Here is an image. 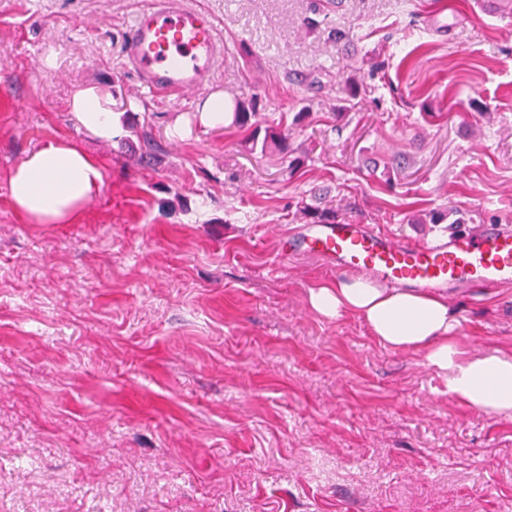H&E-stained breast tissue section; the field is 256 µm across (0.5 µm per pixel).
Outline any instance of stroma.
<instances>
[{"instance_id": "stroma-1", "label": "stroma", "mask_w": 512, "mask_h": 512, "mask_svg": "<svg viewBox=\"0 0 512 512\" xmlns=\"http://www.w3.org/2000/svg\"><path fill=\"white\" fill-rule=\"evenodd\" d=\"M483 2L188 0L226 47L214 91L285 119L293 171L200 125L203 94L140 87L117 36L144 0H0V512H512V417L312 311L323 261L275 266L302 200L415 242L447 233L432 209L512 226V0ZM380 61L390 88L336 119L337 82ZM91 85L121 137L70 112ZM56 137L103 190L83 223H25L8 173ZM449 301L462 349L512 350V285Z\"/></svg>"}]
</instances>
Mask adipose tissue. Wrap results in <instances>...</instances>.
Instances as JSON below:
<instances>
[{"instance_id":"adipose-tissue-1","label":"adipose tissue","mask_w":512,"mask_h":512,"mask_svg":"<svg viewBox=\"0 0 512 512\" xmlns=\"http://www.w3.org/2000/svg\"><path fill=\"white\" fill-rule=\"evenodd\" d=\"M78 123L101 141L122 128L111 93L90 86L74 93ZM101 161L65 139L28 154L8 173L14 211L30 224H77L104 185ZM310 308L329 318L361 317L384 346L423 353L428 366L447 373L448 392L465 404L512 416V352H467L459 347L457 319L446 292L393 288L370 275L350 272L320 282L308 295Z\"/></svg>"}]
</instances>
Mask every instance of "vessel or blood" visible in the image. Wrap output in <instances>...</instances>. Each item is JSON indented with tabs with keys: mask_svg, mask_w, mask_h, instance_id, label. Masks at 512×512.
Instances as JSON below:
<instances>
[{
	"mask_svg": "<svg viewBox=\"0 0 512 512\" xmlns=\"http://www.w3.org/2000/svg\"><path fill=\"white\" fill-rule=\"evenodd\" d=\"M126 64L150 94L210 88L224 43L210 16L187 0H149L121 33ZM294 253L336 269H362L397 288H480L512 283V228L484 224L416 243L366 224H307L290 240Z\"/></svg>",
	"mask_w": 512,
	"mask_h": 512,
	"instance_id": "1",
	"label": "vessel or blood"
}]
</instances>
